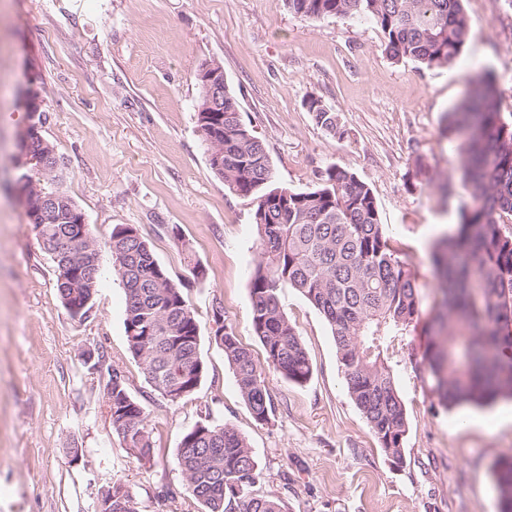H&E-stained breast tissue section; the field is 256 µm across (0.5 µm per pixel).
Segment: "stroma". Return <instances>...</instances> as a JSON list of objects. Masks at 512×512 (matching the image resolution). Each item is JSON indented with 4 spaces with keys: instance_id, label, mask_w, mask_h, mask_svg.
<instances>
[{
    "instance_id": "obj_1",
    "label": "stroma",
    "mask_w": 512,
    "mask_h": 512,
    "mask_svg": "<svg viewBox=\"0 0 512 512\" xmlns=\"http://www.w3.org/2000/svg\"><path fill=\"white\" fill-rule=\"evenodd\" d=\"M464 7L472 35L452 65L429 69L391 59L370 21L307 19L283 0H0V512H95L116 480L138 512H204L176 457L184 432L206 421L246 436L258 491L288 512H499L495 466L512 459V425L474 424L497 411L494 403L444 406L421 365L442 299L430 257L435 229L456 231L469 202L459 140L442 127L472 89L473 64L493 74L498 110L512 115V0ZM210 61L222 65L263 141L276 184L313 189L333 164L356 174L416 278L420 317L388 359L406 408L402 462L356 408L328 324L295 290L280 302L311 378L289 382L267 363L250 317L253 207L211 170L197 127V72ZM28 99L60 159L54 186L76 202L101 247V275L81 317L59 297L56 265L17 198ZM312 99L336 112L343 139L315 124ZM121 224L149 241L199 323L205 374L176 404L152 390L128 347L124 289L107 247ZM194 262L204 278L191 275ZM218 311L262 372L272 399L266 423L253 419L214 339ZM91 350L103 352L102 368L88 361ZM113 367L145 408L151 461L131 456L112 428Z\"/></svg>"
}]
</instances>
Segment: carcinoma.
<instances>
[{"instance_id":"obj_1","label":"carcinoma","mask_w":512,"mask_h":512,"mask_svg":"<svg viewBox=\"0 0 512 512\" xmlns=\"http://www.w3.org/2000/svg\"><path fill=\"white\" fill-rule=\"evenodd\" d=\"M293 13L308 17H364L381 29L385 50L427 68L447 66L461 53L472 26L463 0H285ZM473 95L448 113L445 130H467L458 144L462 182L471 200L457 232L438 240L432 260L444 286L446 313L435 319L423 363L447 406L512 399V120L498 112L494 77L475 69ZM201 94L197 123L207 142L222 146L210 168L224 186L254 203L253 223L260 259L249 283L251 323L266 359L288 381L303 385L312 375L305 347L280 307L279 294L291 288L305 297L330 327L348 391L382 448L403 459L406 413L387 364L389 345L419 318L415 279L390 244L372 189L354 173L331 165L318 186L295 191L273 184L263 142L242 120L239 103L224 89V112L213 117ZM307 109L327 135L342 139L336 113L312 99ZM33 156L53 164L54 146L32 142ZM45 185L26 195L28 216L42 248L53 253L63 238L91 234L70 223L78 209L66 193L49 187L56 173L32 164ZM56 196L51 216L38 214L41 200ZM109 249L125 290L129 349L146 381L161 397L177 403L199 387L204 365L199 324L181 288L158 263L133 226L112 230ZM61 299L83 303L93 296L99 264L86 257L81 269L56 262ZM239 392L255 421L269 419L271 396L251 353L234 332L219 336ZM112 428L135 458L149 461L153 445L145 409L128 393L124 375L112 369ZM177 463L205 512H285L282 499L255 491L259 465L247 438L228 424H197L182 436ZM502 512H512V464L497 474ZM112 512H136L126 486L115 481L102 494Z\"/></svg>"}]
</instances>
